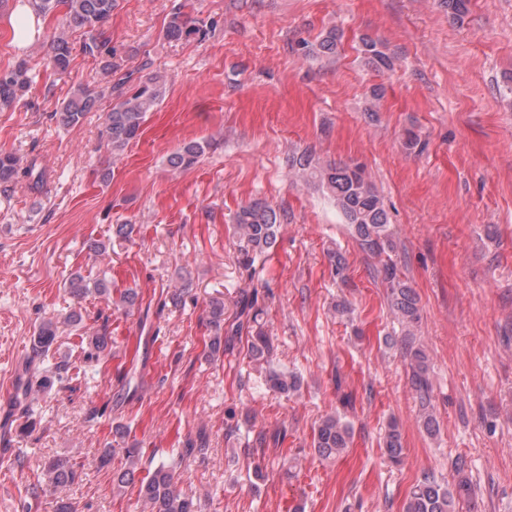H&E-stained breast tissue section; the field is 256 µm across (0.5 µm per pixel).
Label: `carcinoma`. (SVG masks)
<instances>
[{
	"instance_id": "cac0c4a2",
	"label": "carcinoma",
	"mask_w": 512,
	"mask_h": 512,
	"mask_svg": "<svg viewBox=\"0 0 512 512\" xmlns=\"http://www.w3.org/2000/svg\"><path fill=\"white\" fill-rule=\"evenodd\" d=\"M32 10L38 14H47L55 10L64 11L67 29L81 33L79 46L69 42L63 33L57 35L51 45L50 63L59 74L68 72L73 51L79 50L84 56L97 61L101 69L110 74L114 71L111 53L107 41L102 37L101 29L118 6V0H28ZM191 35L206 36V29L190 20L181 9L171 14L165 28V36L170 40H180ZM338 48L336 30H329L313 45V52L325 56H334ZM361 54L368 66L383 73L393 68L392 56L384 44L370 36L361 38ZM29 83L28 63L22 59L13 67L0 70V109L13 106L20 93ZM116 102L106 113L104 134L112 151L119 152L135 140L141 131L146 114L153 111L165 97V83L157 76H151L139 82L135 88L125 86V82H116L111 86ZM99 94L87 87L80 86L63 106L60 118L67 125L78 124L86 113L96 108ZM205 145L193 141L184 144L173 152L169 165L174 169H185L197 163L204 153ZM288 167L298 176L316 182L333 198L336 207L350 224L360 248L368 255L378 259L379 274L387 285V298L393 313L406 328L402 344L410 368V383L419 400V417L423 430L434 435L438 430V421L431 402L430 361L426 352L414 346L411 328L420 320L418 298L414 290L403 280L390 259L386 258L392 250L393 242L388 228V214L384 202L375 190L363 166L359 164L329 163L320 165L308 154L288 157ZM43 172L36 163L21 165L19 157L12 153H0V185L9 187L24 182L30 188L39 187ZM283 216L269 204L254 201L242 207L234 217L237 233L244 239L247 249L241 261L247 277L252 282V290L242 295L240 310L236 320L224 329V335L211 340L210 351L217 355L243 332L250 329V323L257 321L259 309L258 287L263 285L256 263L272 249L276 242ZM65 287L75 297L92 290L100 296L110 294L109 283L99 278L88 282L75 272L66 280ZM57 336V325L51 320L43 322L34 336L35 345L44 368L30 370L25 383V393L34 396L50 389L54 383L68 375L69 364L60 360L51 362L50 351ZM249 353L257 362L269 363L275 354L271 337L259 330L250 336ZM270 386L277 392L290 395L298 391L300 378L291 373L270 370ZM352 427L336 414L325 417L313 434V448L324 458L337 456L348 448ZM384 453L390 463L399 465L405 457L401 432L396 421H391L383 439ZM125 468L114 473L115 488L121 489L128 483L138 469L142 458L139 448L123 449ZM465 462H456L459 479L454 485L443 483L432 472H425L410 492L404 512H459L460 501L471 494V485L463 476ZM48 484L66 485L74 482L78 475L76 465L67 457H55L44 466ZM140 495L144 504L142 512H198L193 498L182 494L175 485L173 467L160 464L142 480Z\"/></svg>"
}]
</instances>
